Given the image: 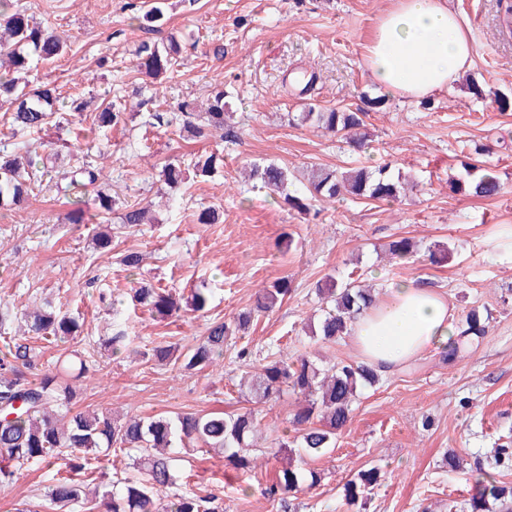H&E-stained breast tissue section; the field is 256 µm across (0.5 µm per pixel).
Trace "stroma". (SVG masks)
Listing matches in <instances>:
<instances>
[{
    "label": "stroma",
    "instance_id": "35a3bbf8",
    "mask_svg": "<svg viewBox=\"0 0 512 512\" xmlns=\"http://www.w3.org/2000/svg\"><path fill=\"white\" fill-rule=\"evenodd\" d=\"M24 2L68 45L60 60L34 65L30 83L49 85L64 100L106 98L126 112L95 133L112 147L103 186L122 204L152 203L154 218L129 227L114 209L115 238L103 252L92 241L96 225L68 223L70 206L52 182L23 209L0 210V310L19 314L49 300L79 323L66 342H35L39 371L76 349L93 368L77 409L150 416L251 408L272 439L288 427L295 395L255 404L240 392L241 380L275 354L359 358L351 339L324 343L310 335L321 314L317 284L353 274L382 300L392 285L415 278L446 294L456 319L473 309L488 313L484 341L452 362L443 351L426 352L363 389L335 448L308 460L321 477L313 489L283 501L271 496L284 462L268 454L256 471L243 472L223 455L199 453L180 462L178 484L202 496L223 493L224 512H348L346 482L376 467L381 478L364 512H467L473 470L491 468L493 448L512 441V112L498 111L494 101L495 93L512 95V29L503 0H451L475 44L464 76L430 105L390 96L378 111L368 106L379 92L365 56L378 17L395 0H164L167 22L150 32L131 18L153 0ZM172 32L182 45L178 64L150 83L135 67V50ZM471 79L483 97L470 93ZM219 84L234 114V138L187 137L179 104L205 102ZM311 106L366 110L369 141L357 148L345 137L289 123V114ZM156 112L166 113L167 125L154 124ZM215 151L224 155L223 169L210 178L193 175L196 156ZM172 160L188 173L175 190L158 177ZM262 161L298 175L310 165L385 164L402 176L406 194L392 205L347 198L300 213L242 178V166ZM467 162L498 176V195L449 190ZM208 207L219 213L218 223H198ZM402 237L416 250L404 262L388 252ZM438 245L452 255L430 263L428 251ZM128 249L145 257L135 277L119 262ZM138 277L182 297L208 293L207 313L161 319L133 308L127 293ZM280 278L290 281L291 295L225 341L223 367L185 371L152 358L157 343L187 349L212 320L231 323L253 311L259 291ZM113 331L124 332L127 343L115 354L102 346ZM452 454L461 460L453 470ZM54 482L53 469L25 464L0 486V512L43 498Z\"/></svg>",
    "mask_w": 512,
    "mask_h": 512
}]
</instances>
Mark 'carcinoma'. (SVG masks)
Segmentation results:
<instances>
[{"instance_id": "1", "label": "carcinoma", "mask_w": 512, "mask_h": 512, "mask_svg": "<svg viewBox=\"0 0 512 512\" xmlns=\"http://www.w3.org/2000/svg\"><path fill=\"white\" fill-rule=\"evenodd\" d=\"M138 28L152 31L165 21L161 7L155 5L134 16ZM66 41L54 30L36 22L27 14V7L18 0H0V109L12 134L39 133L49 123L59 130L72 123V118L83 116L85 104L74 100L65 109L59 105L56 91L47 86L29 87L27 74L35 60L55 62L61 58ZM181 44L174 36L158 45L143 41L136 50L137 70L152 80H158L177 62ZM224 89L213 91L204 111L197 112L190 104L182 105L183 131L201 139L208 129L224 130L231 114L224 111ZM364 113L336 108L302 112L300 122L326 132L341 133L358 147L366 145ZM122 112L108 102L93 113L90 129H101L117 124ZM16 144L0 142V209L14 210L28 203L34 190L47 175L46 167L33 159L14 152ZM199 177H209L224 168L220 152L201 155L194 165ZM466 178L450 181L453 191L491 198L500 191L498 178L488 172H476V166L464 165ZM103 167L88 161L78 167L60 172L56 183L58 192L70 195L81 188L97 183ZM247 177L300 211H307L311 201H332L340 197L395 202L402 197L404 182L393 177L388 166L374 170L367 168L337 170L314 167L303 189L290 191V172L275 163L253 162L245 168ZM159 178L169 188L180 186L184 170L180 165L162 166ZM117 200L109 193L96 195L99 218L112 213ZM148 209L127 205L122 216L124 224H143ZM291 292L286 279L273 281L263 288L256 306L259 312H270L281 305ZM134 305L163 317H171L182 309L205 313L209 299L202 291L191 294L180 303L169 290L151 283L138 282L130 288ZM325 314L311 333L321 340L333 343L351 335L352 324L375 303L371 289L350 279L338 283L330 278L320 289ZM252 313L238 317L235 324L222 321L210 323L195 345L185 352L172 344L160 343L152 348L153 357L161 362H173L186 371H202L213 367L224 358V341L250 324ZM77 328L74 319L62 313L50 301L28 309L23 324L18 326L22 336L54 343L72 335ZM488 334L486 319L476 311L468 313L458 326V334L448 344V361H453L467 345L481 342ZM5 352L0 356V483L13 480L23 465L37 461L47 467L60 462L72 470H81L90 456L100 449L138 451L134 460L139 476L123 478L115 484L100 483L88 489L84 483L60 477L49 488L45 498L35 503H24L18 512H219L215 495L200 496L177 489L176 462L185 454L202 450L224 455L225 461L236 470L253 468L251 456L258 440L262 439L260 421L252 410L235 414L185 412L173 416L157 414L151 417L132 416L122 420L112 412L98 409L71 412L69 405L77 395V383L86 377L89 367L83 359L69 362L68 377L60 373H44L31 377L36 368L37 355L26 343L16 337L5 341ZM380 374L373 367L348 361L318 366L306 356L292 360L278 358L270 361L263 373L249 385L256 399H267L283 387L304 395L305 404L290 420L293 435L283 432L272 447L291 455L316 457L335 447L336 435L350 420L352 405L360 389L379 383ZM20 407H15L16 402ZM380 480L377 468L361 470L357 477L345 484L347 504L356 506ZM319 475L297 465L283 468L277 484L270 492L282 495L295 493L302 487H315ZM468 512H512V485H506L497 474L481 467L475 470L472 494L467 502Z\"/></svg>"}]
</instances>
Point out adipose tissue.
Segmentation results:
<instances>
[{
	"mask_svg": "<svg viewBox=\"0 0 512 512\" xmlns=\"http://www.w3.org/2000/svg\"><path fill=\"white\" fill-rule=\"evenodd\" d=\"M474 43L447 0H398L378 20L367 51L374 82L392 96L422 99L447 89L470 65ZM457 334L448 300L413 279L360 315L352 339L363 363L394 371Z\"/></svg>",
	"mask_w": 512,
	"mask_h": 512,
	"instance_id": "1",
	"label": "adipose tissue"
}]
</instances>
